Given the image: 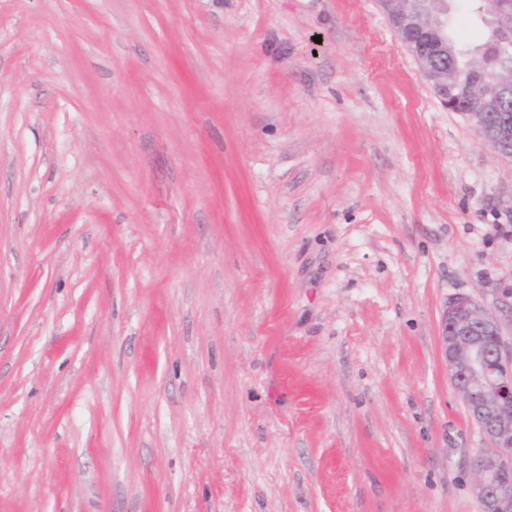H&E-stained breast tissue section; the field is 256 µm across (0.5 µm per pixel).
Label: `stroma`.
Instances as JSON below:
<instances>
[{
  "mask_svg": "<svg viewBox=\"0 0 512 512\" xmlns=\"http://www.w3.org/2000/svg\"><path fill=\"white\" fill-rule=\"evenodd\" d=\"M461 295L512 160L379 0H0V512H482Z\"/></svg>",
  "mask_w": 512,
  "mask_h": 512,
  "instance_id": "stroma-1",
  "label": "stroma"
}]
</instances>
